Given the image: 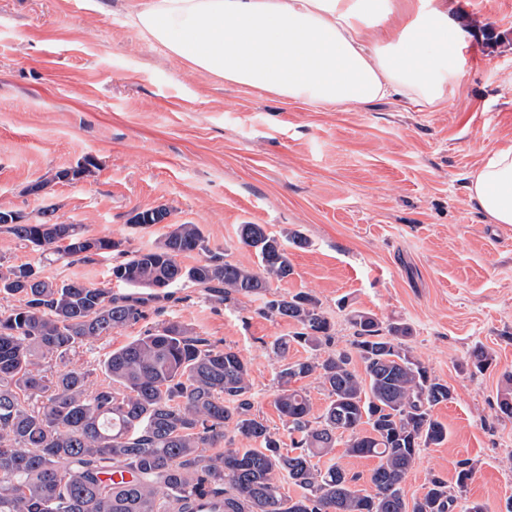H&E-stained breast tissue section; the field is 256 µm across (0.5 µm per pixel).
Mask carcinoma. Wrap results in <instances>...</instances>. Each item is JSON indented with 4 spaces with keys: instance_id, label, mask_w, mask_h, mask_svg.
Returning a JSON list of instances; mask_svg holds the SVG:
<instances>
[{
    "instance_id": "obj_1",
    "label": "carcinoma",
    "mask_w": 512,
    "mask_h": 512,
    "mask_svg": "<svg viewBox=\"0 0 512 512\" xmlns=\"http://www.w3.org/2000/svg\"><path fill=\"white\" fill-rule=\"evenodd\" d=\"M54 213L46 207L36 224H0V233L72 262L115 252L122 260L112 277L135 292L57 282L0 256V295L20 302L0 310V512H195V498L204 495L224 496L222 512H452L457 496L439 476L411 500L404 489L421 449L447 440L433 409L452 395L406 347L407 325L353 310L351 349H330L332 325L315 296L268 298L272 283L293 268L285 241L263 224H242L238 233L239 244L257 255L256 267L219 254L187 266L180 257L207 250L197 224H173L155 246L126 250L77 224L55 223ZM178 284L222 304L260 298L259 314L298 327L272 344L279 363L275 405L288 427V451L252 413L250 368L240 351L178 321L112 351L103 384L68 367L76 343L146 319ZM296 345L311 356L288 360ZM469 360L480 372L492 365L482 347ZM311 376L328 393L318 417L307 392L293 387ZM229 427L257 447H221ZM343 436L346 455L377 459L368 491L342 465L314 463L334 453ZM116 467L132 480L113 484ZM472 478L469 461L459 462L458 493ZM283 479L301 493H283Z\"/></svg>"
}]
</instances>
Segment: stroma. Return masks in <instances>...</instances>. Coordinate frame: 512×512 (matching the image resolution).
<instances>
[{"label": "stroma", "instance_id": "obj_1", "mask_svg": "<svg viewBox=\"0 0 512 512\" xmlns=\"http://www.w3.org/2000/svg\"><path fill=\"white\" fill-rule=\"evenodd\" d=\"M467 28L462 78L445 107L404 99L368 106L284 104L193 70L127 24L130 0H0V209L23 223L55 206L61 224L148 248L170 224L200 225L211 250L247 267L243 224H263L308 244L289 247L294 273L273 294L307 291L332 323L334 348L349 347L351 310L403 323L406 345L453 395L433 414L447 440L422 449L407 497L427 479L454 481L459 461L475 474L465 496L487 512L512 497V418L497 402L512 389V224H490L468 189L492 154L512 147V0H452ZM497 36L487 42L486 33ZM93 161L94 176L55 180ZM49 180L46 194L30 185ZM169 224L132 227V212L157 206ZM0 255L123 292L112 257L50 261L0 234ZM138 324L76 345L70 366L104 379L106 357L165 321H179L248 360L254 413L287 437L275 407L273 342L292 324L259 315L260 303H214L180 286ZM493 358L468 366L475 346Z\"/></svg>", "mask_w": 512, "mask_h": 512}]
</instances>
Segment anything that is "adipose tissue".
I'll list each match as a JSON object with an SVG mask.
<instances>
[{
	"label": "adipose tissue",
	"instance_id": "ef3b65f1",
	"mask_svg": "<svg viewBox=\"0 0 512 512\" xmlns=\"http://www.w3.org/2000/svg\"><path fill=\"white\" fill-rule=\"evenodd\" d=\"M450 0H132L128 23L192 68L284 103L392 95L441 107L461 78ZM486 218L512 224V148L473 176Z\"/></svg>",
	"mask_w": 512,
	"mask_h": 512
}]
</instances>
